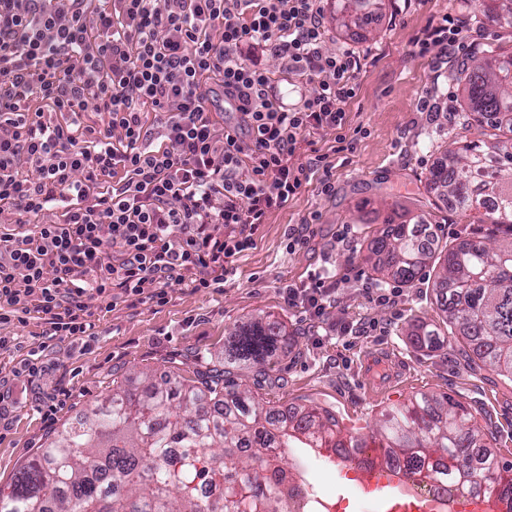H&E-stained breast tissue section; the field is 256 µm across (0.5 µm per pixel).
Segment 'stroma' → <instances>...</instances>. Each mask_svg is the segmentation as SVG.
Returning <instances> with one entry per match:
<instances>
[{
	"mask_svg": "<svg viewBox=\"0 0 512 512\" xmlns=\"http://www.w3.org/2000/svg\"><path fill=\"white\" fill-rule=\"evenodd\" d=\"M445 15L460 27L454 51L434 44L418 53L415 39ZM372 28L370 39L334 32L327 42L369 56L345 105L352 149L333 152L332 136H318L326 167L270 216L221 287L177 285L164 305L113 307L108 299L94 300L93 337L84 344L54 342L45 351L46 370L35 377L23 365L28 349L41 341L40 321L0 327L1 336L22 343L0 350V379L19 390L17 404L0 412L1 492H9L20 465L55 429L111 395L114 383L141 389L151 375L190 377L222 365L239 328L257 316L282 323L289 334L275 357L235 369L240 387L267 406L330 407L342 419L361 418L359 436L366 439L391 407L420 394L450 396L476 415L492 453L512 465V379L451 336L432 348L412 342L418 326H446L433 288L435 269L398 285L395 303L370 298L382 286L372 270L373 241L390 223L419 215L430 220L438 251L472 240L498 244L490 225L460 221L428 182L448 147L476 135L455 117L462 95L451 71L477 46L511 48L512 27L483 23L478 8L460 10L457 0H383ZM326 181L332 185L327 193ZM303 224L313 230L311 241L288 250L289 229ZM319 269L335 277L336 292L324 315L313 319L288 305L285 290ZM379 347L393 355L389 369L399 389L392 397L369 396L362 384L361 359Z\"/></svg>",
	"mask_w": 512,
	"mask_h": 512,
	"instance_id": "35a3bbf8",
	"label": "stroma"
}]
</instances>
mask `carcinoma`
<instances>
[{"label": "carcinoma", "instance_id": "1", "mask_svg": "<svg viewBox=\"0 0 512 512\" xmlns=\"http://www.w3.org/2000/svg\"><path fill=\"white\" fill-rule=\"evenodd\" d=\"M377 0H336L335 28L367 30ZM491 22L512 26V0H481ZM452 79L468 113L458 116L481 128V138L446 151L432 173L441 194L456 201L462 217L492 224L504 244L481 241L435 257L419 240L418 225L400 224L375 242L386 261L374 267L383 279L411 283L430 263L442 261L434 286L444 299L448 330L481 360L512 376V51L478 47ZM224 366L182 381L163 375L144 391L112 388L105 403L91 406L57 431L37 456L18 470L11 492H0V512H285L288 491L266 484L265 472L281 471L280 448H350L331 410L300 406L282 419L274 408L248 404L238 392L234 364L272 356L288 333L278 322L257 319L239 331ZM473 416L449 396L414 397L386 412L364 447L383 449L381 460H406L412 472L435 462L487 494L512 492V467L483 448ZM252 445V463L229 468L235 449ZM180 448L178 456L169 453ZM224 487L210 503L198 483Z\"/></svg>", "mask_w": 512, "mask_h": 512}]
</instances>
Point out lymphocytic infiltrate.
<instances>
[{
	"label": "lymphocytic infiltrate",
	"instance_id": "obj_1",
	"mask_svg": "<svg viewBox=\"0 0 512 512\" xmlns=\"http://www.w3.org/2000/svg\"><path fill=\"white\" fill-rule=\"evenodd\" d=\"M326 43L323 0H0V325L81 341L94 299L223 283L308 180L300 144L346 124L368 56ZM247 47L315 93L286 106ZM335 288L286 298L315 319Z\"/></svg>",
	"mask_w": 512,
	"mask_h": 512
}]
</instances>
